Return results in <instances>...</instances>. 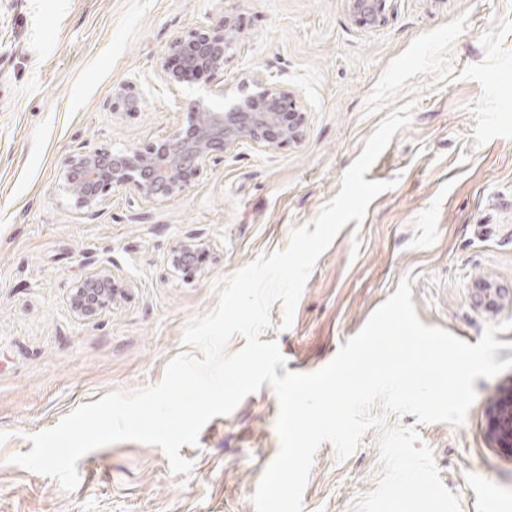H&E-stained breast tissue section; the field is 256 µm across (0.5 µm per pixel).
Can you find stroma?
I'll use <instances>...</instances> for the list:
<instances>
[{
	"label": "stroma",
	"mask_w": 512,
	"mask_h": 512,
	"mask_svg": "<svg viewBox=\"0 0 512 512\" xmlns=\"http://www.w3.org/2000/svg\"><path fill=\"white\" fill-rule=\"evenodd\" d=\"M231 19L223 70L158 72L169 43ZM296 91L307 113L299 143L218 151L178 198L156 204L112 190L89 219L61 189L76 153L146 150L186 126L193 102L234 98L250 76ZM512 0H392L384 26L346 0H0V512H254L251 497L276 457L278 401L269 385L198 442L182 446L186 474L159 447L123 441L77 463L79 484L11 464L29 435L104 395L158 383L182 352L191 319L218 301V282L285 249L293 228L336 196L366 140L393 110L417 107L365 178L391 182L319 257L290 328L273 304L262 341L285 371L334 358L409 279L421 322L478 342L512 320ZM126 92L137 108L119 105ZM191 231L201 263L172 267ZM109 267L121 287L96 317L67 293ZM463 424L417 426L460 512H512V454L489 432L512 368L477 378ZM381 474L376 431L339 460L314 453L303 512H351Z\"/></svg>",
	"instance_id": "stroma-1"
}]
</instances>
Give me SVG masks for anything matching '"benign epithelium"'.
<instances>
[{"label": "benign epithelium", "instance_id": "benign-epithelium-1", "mask_svg": "<svg viewBox=\"0 0 512 512\" xmlns=\"http://www.w3.org/2000/svg\"><path fill=\"white\" fill-rule=\"evenodd\" d=\"M389 0H347L350 14L360 24L379 28L387 20ZM230 21L215 30H194L173 39L168 55L176 59L170 68L161 64V77L174 87L190 72H219L231 46ZM306 115L299 96L268 83L254 74L242 84V95L222 109L199 104L189 112L188 131L178 130L158 140L148 150L112 153L82 151L72 156L64 171L62 190L89 218L99 215L106 195L128 189L143 203L177 198L201 175L217 151L243 142L264 147L297 143L303 135ZM204 245L201 235L190 232L171 253L170 263L182 267L184 256ZM118 289L104 269L87 273L69 290L73 313L93 317L112 304ZM489 429L500 448L512 451V393L495 401Z\"/></svg>", "mask_w": 512, "mask_h": 512}]
</instances>
